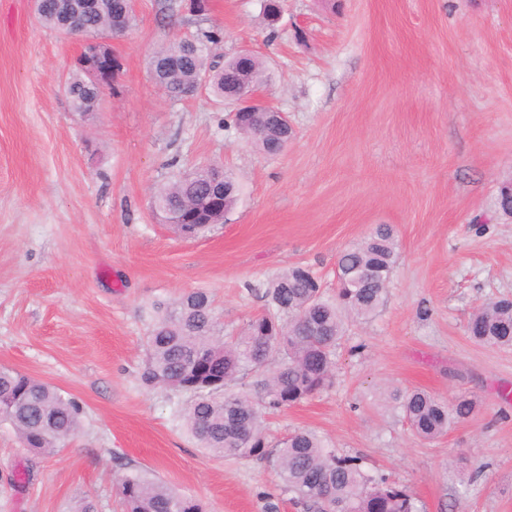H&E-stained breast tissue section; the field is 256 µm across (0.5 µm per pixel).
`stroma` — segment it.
Masks as SVG:
<instances>
[{
    "instance_id": "35a3bbf8",
    "label": "stroma",
    "mask_w": 512,
    "mask_h": 512,
    "mask_svg": "<svg viewBox=\"0 0 512 512\" xmlns=\"http://www.w3.org/2000/svg\"><path fill=\"white\" fill-rule=\"evenodd\" d=\"M218 34L208 61L247 49L259 95L293 127L279 154L225 128L229 107L171 99L148 60L175 39ZM123 68L96 112L65 83L77 38L0 0V368L59 388L82 427L51 456L0 422V512H124V466L152 471L207 512H302L265 463L215 458L141 382L144 306L207 290L233 335L264 311L255 289L309 268L327 293L338 257L390 226L398 260L373 318L349 323L331 387L267 418L269 439L315 432L407 489L421 512H512V347L471 339L489 300L512 297V0H136L111 41ZM217 163L241 188L205 236L162 223L155 190ZM472 397L444 436L415 437L394 390Z\"/></svg>"
}]
</instances>
